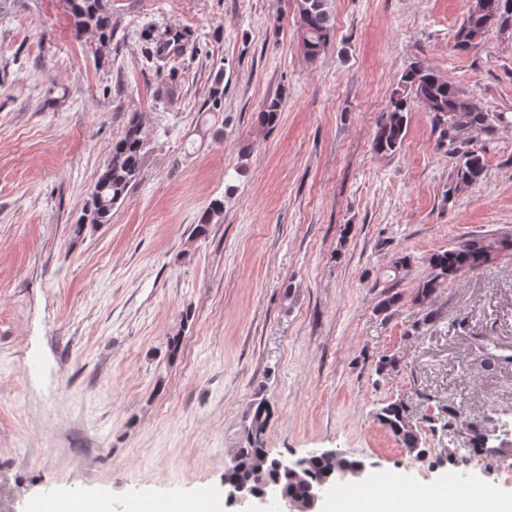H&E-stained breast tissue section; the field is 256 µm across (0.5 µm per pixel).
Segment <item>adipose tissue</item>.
Returning a JSON list of instances; mask_svg holds the SVG:
<instances>
[{"mask_svg":"<svg viewBox=\"0 0 512 512\" xmlns=\"http://www.w3.org/2000/svg\"><path fill=\"white\" fill-rule=\"evenodd\" d=\"M368 512H512V501H502L489 488L473 495L441 485L414 495L375 492Z\"/></svg>","mask_w":512,"mask_h":512,"instance_id":"1","label":"adipose tissue"}]
</instances>
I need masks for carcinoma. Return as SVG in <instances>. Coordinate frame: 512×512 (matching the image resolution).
Masks as SVG:
<instances>
[{"mask_svg":"<svg viewBox=\"0 0 512 512\" xmlns=\"http://www.w3.org/2000/svg\"><path fill=\"white\" fill-rule=\"evenodd\" d=\"M73 24L74 38L80 40L89 34L92 54L105 58L104 48L112 43L115 25L112 24V0H70L68 8ZM295 23L307 56L318 57L327 46L334 30L333 15L329 9L294 10ZM512 29V0H473L467 15L455 33V45L461 51L478 47L485 36L493 31ZM423 106L432 116L438 131V145L446 148L454 168V183L446 191L450 197L463 187L480 182L486 172L482 150L474 146L473 133L487 135L495 131V123L502 115L484 111L474 99L446 77L422 61H414L404 70L399 87L395 89L375 131L372 148L380 155L398 152L406 133L407 112L411 105ZM224 104L223 74L217 73L211 90L208 110L219 112ZM281 114V101L265 103L259 112V122L272 127ZM151 152V138L142 119L137 114L129 116L122 135L112 141L109 160L99 173L89 198L76 222V231L82 232L89 224L112 223V210L123 204L129 189L138 180ZM224 215V200L215 198L202 212L196 231H207V226L217 223ZM502 253L512 254V233L473 235L458 241L454 246L430 255L429 270L418 281L411 301L423 311L422 322L434 318L430 310L439 289L456 279L464 271H475L490 263ZM268 416L265 400L253 406L251 423L234 458L236 463L226 467L224 476L248 481L251 491L276 485L285 492L302 496L310 483H317L326 473L337 468L352 471L360 462L342 456L328 459L309 457L308 466L296 479L277 465L264 445L262 431ZM379 422L409 452L421 453L419 436L411 425L408 409L401 401L390 402L376 413ZM468 450L477 455L495 454L490 447L488 432L470 422L463 425Z\"/></svg>","mask_w":512,"mask_h":512,"instance_id":"cac0c4a2","label":"carcinoma"}]
</instances>
